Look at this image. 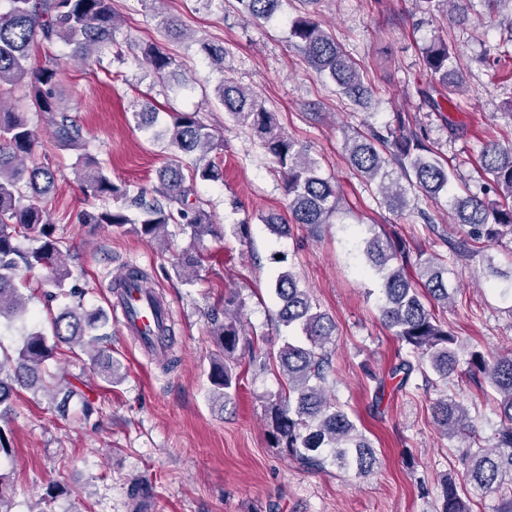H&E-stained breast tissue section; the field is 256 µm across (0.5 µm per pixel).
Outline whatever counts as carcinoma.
<instances>
[{"instance_id": "1", "label": "carcinoma", "mask_w": 512, "mask_h": 512, "mask_svg": "<svg viewBox=\"0 0 512 512\" xmlns=\"http://www.w3.org/2000/svg\"><path fill=\"white\" fill-rule=\"evenodd\" d=\"M0 10V321L12 320L27 310L28 298L17 285L21 272L36 268L50 270L49 284L56 291L45 292L47 301L65 294L69 276L65 257L69 252L64 238L55 235V227L45 219L39 201L58 181V173L48 165L29 164L37 143L30 127L27 110L49 115L59 145L78 152L75 174L86 195L103 202L79 215L81 224L130 226L150 243L166 242V228L179 224L195 239L218 236V225L210 222L201 202L195 198L199 181H224V164L215 155L221 143L212 126L196 112H171L169 123L158 138H167L173 159L158 174L154 195L128 200L127 186L117 184L100 163L85 151L83 129L70 115L58 89V66L52 63L35 68L34 50L40 44L63 41L72 47L75 61H98L116 46L115 31L120 19L112 9V0H6ZM464 0H425L432 14L448 15ZM279 0H236V10L250 20L271 16ZM291 40L301 50L311 67L330 76L342 94L355 104L365 103L369 91L356 63L343 51L336 39L308 16L294 18L289 30ZM136 48L144 63L160 80L171 73L172 56L156 43H138ZM201 51L217 68H224V45L200 43ZM453 48L443 39L433 41L422 51V67L434 81L436 111L454 105L450 97L458 84ZM28 86L29 103L19 105L11 97L13 89ZM215 99L237 123L249 127L270 157L275 172L285 182L290 221L269 213L262 221L269 230L282 236L290 224H301L317 231L333 223L340 212L336 186L319 174L318 162L307 149L290 139L280 129L275 114L250 90L224 80L214 90ZM393 148L392 160L383 151ZM348 161L353 170L377 183L383 201L400 210L409 204L408 193L414 189L427 198L448 194V214L452 223L467 228V239L448 241L455 258L468 256L471 244L493 242L512 236V147L491 141L479 155V170L486 181V191L496 196L486 201L474 195L450 194L449 166L422 138L415 120L407 114L397 116V125L379 130L373 127L357 134L349 147ZM394 163L408 185L387 170ZM29 235L25 248L16 243L20 233ZM363 255L369 268L382 281L380 317L383 324L406 347L388 371V377L409 384L413 374L424 378L434 375L448 383L457 372L459 337L436 316V308H446L454 300L448 288V263L438 254L417 260L410 268L409 250L402 241L383 238L375 233L362 240ZM203 255L196 249L181 252L175 262L177 275L188 283L198 279ZM271 290L279 303L277 323L296 333L297 339L283 343L276 357L288 386V393L271 402L267 419L274 447L310 469L326 464L358 475H370L377 457L370 440L360 431L347 412L328 395L326 382L332 372L329 344L335 322L320 310L310 290L300 284L291 270L279 272ZM234 305L224 299L222 308L211 310L210 334L216 346L209 376L210 394L224 400L237 388L229 361L241 347L255 356L254 344L246 339ZM103 322L98 311L88 310L82 302L51 316L53 343H48L44 329L34 325L22 347L11 355L0 354V421L12 412V401L20 388L32 389L50 401L57 390L71 385L69 374L51 369V361L61 344L87 349L101 359L103 379L121 381V365L112 356L95 348L96 330ZM468 377L484 382L496 396L500 424L486 447L465 445L458 448L463 464L459 481L449 479L441 485L440 512H473L472 493L497 496L496 512H512V350L490 359L471 353ZM433 417L450 437L477 439L478 427L469 408L446 396L436 400Z\"/></svg>"}]
</instances>
